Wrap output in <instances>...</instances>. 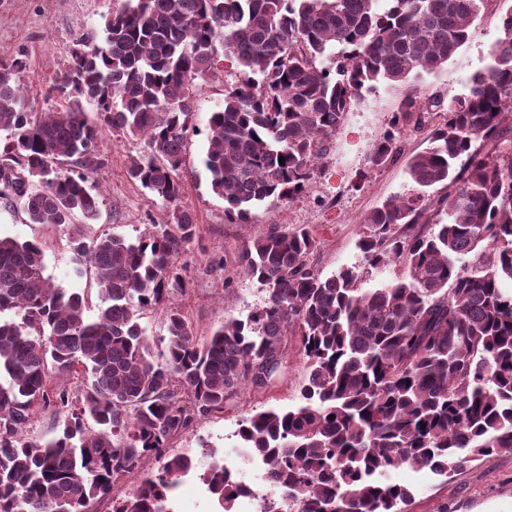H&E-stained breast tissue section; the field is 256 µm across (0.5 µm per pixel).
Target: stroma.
Segmentation results:
<instances>
[{
    "instance_id": "stroma-1",
    "label": "stroma",
    "mask_w": 512,
    "mask_h": 512,
    "mask_svg": "<svg viewBox=\"0 0 512 512\" xmlns=\"http://www.w3.org/2000/svg\"><path fill=\"white\" fill-rule=\"evenodd\" d=\"M120 6L121 0H0V58L25 55L27 66L19 82L33 109L49 108L45 91L66 67L76 42L101 40L105 18ZM500 35L499 13L490 11L476 22L470 39L447 69L426 79L423 96L466 93L471 77L485 67ZM233 80L227 62H218L199 92L180 171L184 193L178 205L162 203L128 178L130 160L148 154L145 141L113 137L102 149V166L89 176L93 191L101 195L99 219L93 224L79 216L73 219L88 237L118 234L133 239L151 225L170 223L175 210L192 212L200 239L179 259L186 286L173 289L170 299L200 336L209 335L227 318H246L267 297L259 283L236 272V254L245 240L278 226L307 225L317 240L310 261L322 275L357 264L361 219L379 202L409 189L406 162L427 147L430 133L426 127L407 130L396 159L369 168V149L387 128L398 103L396 92L379 88L365 104L346 114L317 164L309 192L282 207L255 209L250 223L230 224L224 219L223 200L211 191L202 159L209 117L222 105L224 88ZM0 236L42 242L46 272L56 283L96 295L92 271H77L62 229L28 223L21 208H0ZM304 375L305 361L296 344H289L287 364L275 384L264 390L246 389L226 403L223 412L198 417L189 431L173 440V447L197 454L218 449L239 478L250 479L256 470L238 455L239 421L269 407L294 404ZM390 479L412 491L405 512H512V454L479 458L449 476L403 467L393 471Z\"/></svg>"
}]
</instances>
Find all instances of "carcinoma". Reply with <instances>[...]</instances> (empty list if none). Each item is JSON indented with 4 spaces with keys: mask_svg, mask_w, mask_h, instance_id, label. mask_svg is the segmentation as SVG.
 Returning <instances> with one entry per match:
<instances>
[{
    "mask_svg": "<svg viewBox=\"0 0 512 512\" xmlns=\"http://www.w3.org/2000/svg\"><path fill=\"white\" fill-rule=\"evenodd\" d=\"M377 2L124 0L102 44L72 51L45 112L17 81L26 63L0 60V204L56 228L77 213L98 218L88 174L109 134L143 137L149 156L130 161L128 178L180 199L196 89L221 56L235 81L209 119L203 163L230 224L309 191L331 136L378 86L400 100L373 168L440 114L406 163L412 188L363 218L361 264L321 275L307 225L247 241L238 271L264 287L265 303L202 337L167 306L162 363L142 319L180 284L177 261L199 235L191 214L134 240L69 234L75 264L96 271L93 315L88 295L46 274L39 242L0 237V512H91L108 497L112 512H174L170 494L201 465L212 499L234 512L245 485L224 460L204 465L172 442L242 390L271 386L290 337L306 367L297 402L237 430L273 473L263 512H401L410 491L389 471L446 475L512 454V6L488 63L445 108L420 83L447 68L493 0ZM382 269L394 278L364 287ZM51 406L65 412L57 434H29ZM150 458L155 469L114 493Z\"/></svg>",
    "mask_w": 512,
    "mask_h": 512,
    "instance_id": "carcinoma-1",
    "label": "carcinoma"
}]
</instances>
